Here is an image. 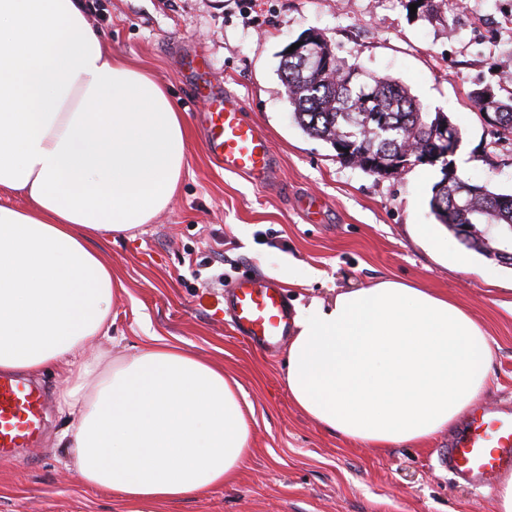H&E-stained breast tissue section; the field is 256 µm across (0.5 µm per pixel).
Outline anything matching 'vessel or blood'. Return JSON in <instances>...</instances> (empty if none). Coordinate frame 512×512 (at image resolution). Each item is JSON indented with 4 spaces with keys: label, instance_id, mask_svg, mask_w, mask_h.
I'll return each mask as SVG.
<instances>
[{
    "label": "vessel or blood",
    "instance_id": "obj_1",
    "mask_svg": "<svg viewBox=\"0 0 512 512\" xmlns=\"http://www.w3.org/2000/svg\"><path fill=\"white\" fill-rule=\"evenodd\" d=\"M200 121L209 155L224 171L257 182L274 175L277 159L271 142L245 116L231 92L211 95ZM224 310L235 330L253 343L277 348L290 334L293 309L269 276L236 282L224 292ZM44 401L20 376H0V455L33 447L43 431ZM455 478L483 487L512 470V406L473 412L438 458Z\"/></svg>",
    "mask_w": 512,
    "mask_h": 512
}]
</instances>
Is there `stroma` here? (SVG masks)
<instances>
[{
    "label": "stroma",
    "instance_id": "35a3bbf8",
    "mask_svg": "<svg viewBox=\"0 0 512 512\" xmlns=\"http://www.w3.org/2000/svg\"><path fill=\"white\" fill-rule=\"evenodd\" d=\"M88 19L113 55L172 94L188 127L178 192L152 223L93 241L123 288L102 349L133 355L161 337L223 365L253 409L251 448L239 481L171 505L167 512H496V489L456 482L439 467L450 431L422 446L380 450L326 432L290 401L285 351L250 346L215 314L226 285L265 274L290 304L396 278L447 295L494 347L490 383L476 408L512 406V266L467 249L429 207L439 167L379 177L337 159L293 121L280 52L321 33L339 57L406 86L422 111L442 112L461 133L453 166L463 180L512 194V139L499 138L473 91L512 89V0H469L467 10L412 15L408 0H88ZM205 53L207 79L235 94L277 155L274 180L257 185L210 159L200 128L203 98L179 59ZM436 229L444 251L423 237ZM223 273V285L203 280ZM33 385L46 399L45 436L0 456V512H114L87 488L60 444L71 425L67 385L53 372Z\"/></svg>",
    "mask_w": 512,
    "mask_h": 512
}]
</instances>
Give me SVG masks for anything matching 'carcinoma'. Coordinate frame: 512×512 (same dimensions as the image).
Segmentation results:
<instances>
[{
    "mask_svg": "<svg viewBox=\"0 0 512 512\" xmlns=\"http://www.w3.org/2000/svg\"><path fill=\"white\" fill-rule=\"evenodd\" d=\"M314 48L320 57L330 58L336 79L312 78L309 66L301 61L280 66L296 124L333 147L339 141L346 143L352 154L366 161L382 165L397 161L404 170L419 164L417 151L430 140L433 118L421 111L408 89L389 77L352 75L358 66L338 57L325 39ZM474 102L482 110L495 112L503 136H512V90L500 99L476 92ZM464 184L459 177L435 183L431 211L453 233L459 226L469 227L463 244L491 258L486 241L501 228L512 226V195L476 184L467 206L454 208L448 199Z\"/></svg>",
    "mask_w": 512,
    "mask_h": 512,
    "instance_id": "cac0c4a2",
    "label": "carcinoma"
}]
</instances>
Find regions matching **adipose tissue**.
Instances as JSON below:
<instances>
[{"label":"adipose tissue","mask_w":512,"mask_h":512,"mask_svg":"<svg viewBox=\"0 0 512 512\" xmlns=\"http://www.w3.org/2000/svg\"><path fill=\"white\" fill-rule=\"evenodd\" d=\"M188 129L149 75L112 57L84 0H0V370L54 367L71 385L61 442L115 512L234 483L251 452L241 386L153 338L108 364L98 346L121 289L90 248L165 210ZM493 348L448 297L383 278L298 307L284 379L326 431L373 448L427 443L487 387Z\"/></svg>","instance_id":"adipose-tissue-1"}]
</instances>
